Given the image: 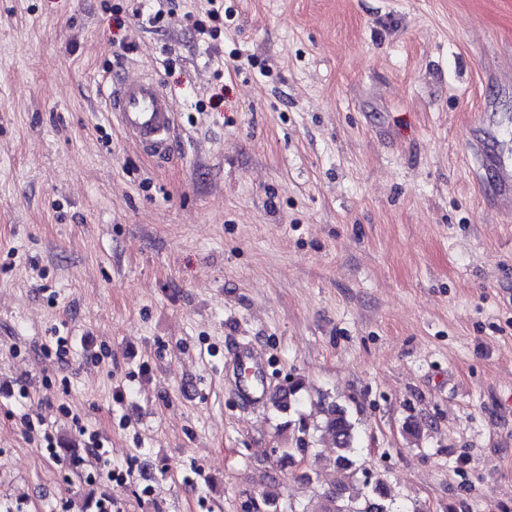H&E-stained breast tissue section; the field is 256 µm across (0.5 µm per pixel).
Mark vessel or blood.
Listing matches in <instances>:
<instances>
[{"instance_id": "vessel-or-blood-1", "label": "vessel or blood", "mask_w": 512, "mask_h": 512, "mask_svg": "<svg viewBox=\"0 0 512 512\" xmlns=\"http://www.w3.org/2000/svg\"><path fill=\"white\" fill-rule=\"evenodd\" d=\"M110 112L124 132L144 151L157 158L167 157L173 145L176 106L156 79L131 80L124 75L111 79L105 94ZM236 382L244 399L260 404L267 395L265 360L252 348H241L236 359Z\"/></svg>"}]
</instances>
